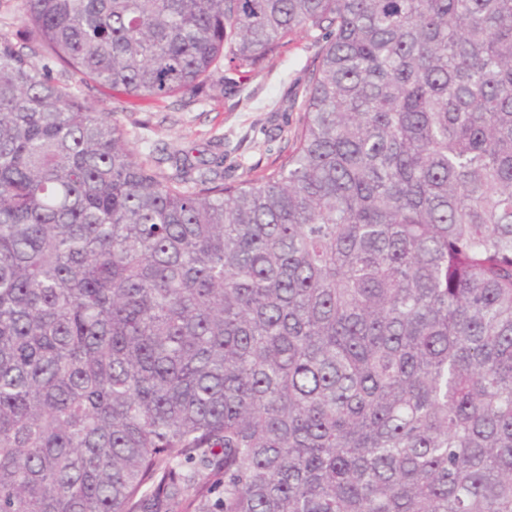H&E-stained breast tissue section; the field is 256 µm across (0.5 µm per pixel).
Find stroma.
<instances>
[{
  "label": "stroma",
  "instance_id": "35a3bbf8",
  "mask_svg": "<svg viewBox=\"0 0 512 512\" xmlns=\"http://www.w3.org/2000/svg\"><path fill=\"white\" fill-rule=\"evenodd\" d=\"M320 44L319 33L296 36L234 89L210 85L186 105L174 97L158 102L133 98L92 82L79 91L101 111L116 113L135 148L202 149L225 182L233 183L248 172L261 175L288 152L285 132L301 116L296 93L317 62Z\"/></svg>",
  "mask_w": 512,
  "mask_h": 512
}]
</instances>
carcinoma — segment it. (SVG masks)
<instances>
[{
    "label": "carcinoma",
    "mask_w": 512,
    "mask_h": 512,
    "mask_svg": "<svg viewBox=\"0 0 512 512\" xmlns=\"http://www.w3.org/2000/svg\"><path fill=\"white\" fill-rule=\"evenodd\" d=\"M0 512H512V0H21ZM322 37L235 185L52 66L195 97ZM170 164V171L161 164Z\"/></svg>",
    "instance_id": "carcinoma-1"
}]
</instances>
